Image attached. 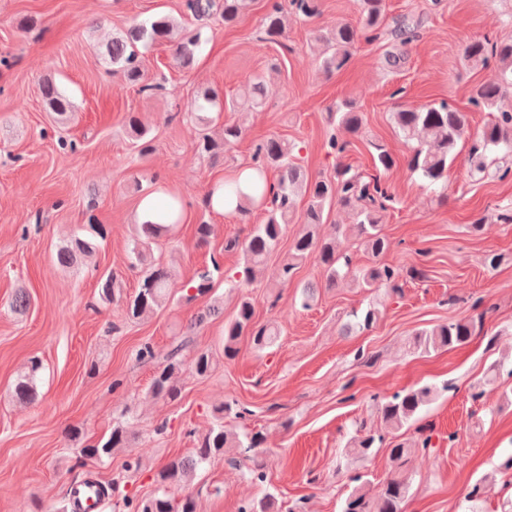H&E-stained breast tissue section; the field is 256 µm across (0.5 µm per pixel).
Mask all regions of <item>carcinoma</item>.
<instances>
[{
	"instance_id": "cac0c4a2",
	"label": "carcinoma",
	"mask_w": 512,
	"mask_h": 512,
	"mask_svg": "<svg viewBox=\"0 0 512 512\" xmlns=\"http://www.w3.org/2000/svg\"><path fill=\"white\" fill-rule=\"evenodd\" d=\"M385 0H358L361 24L356 27L339 23L327 35L320 36L325 45L321 56L322 68L331 73L341 71L350 63L357 44L365 40H378L383 33ZM248 0H183V12L197 22L208 20L213 13H220L224 24L236 21L247 7ZM295 15L313 19L320 13L318 0H289L283 4L276 0L266 13L263 25L269 39L283 34L285 10ZM175 28L172 20L162 18L149 24L143 22L130 29L125 35L112 38L107 55L112 71L120 74L125 82L151 91L153 87L143 83V71L138 45L154 44L171 39ZM202 45L201 32L186 31L175 43L173 59L181 68L193 65L196 53ZM465 65L471 68L494 66L493 78L475 85L471 90L470 104L476 109L490 112L493 119L478 133L472 135L465 113L447 102L400 107L392 112L391 119L404 140L412 144L407 157L408 171L421 177L431 185L441 181L448 166L456 157L458 143L465 138L471 140L468 154L470 167L482 176H493L504 180L512 174V106L504 101V89H512V37L489 42L473 40L464 44L461 52ZM42 97L51 112L58 119L67 120L72 115V103L51 81L42 84ZM217 94L207 92L202 99L194 102L192 111L186 113V121L197 131V147L203 156L224 153L243 136L241 125L224 123L220 136L210 133V126L216 120L209 109L214 105ZM266 89L263 81L256 78L239 89L236 97L224 102L232 112L242 106L249 109L263 107ZM329 119L352 135L361 132L364 116L352 99H345L329 112ZM129 139L139 158H146L154 151L155 137L152 128L139 117H128ZM375 150L374 162L377 174L364 176L348 165L336 166L333 180H310L296 162L295 146L286 139L270 137L255 145L253 173L248 190L239 184L228 186L225 198H237L238 214L246 216L260 210L264 219L250 227L246 236L230 238L224 242V250L237 251L241 255L243 283L250 285L265 276L266 261L277 249L286 226L295 217L306 226L305 232L297 236L286 256L280 263L276 277L281 281L290 280L299 265L313 258L321 266L325 286L331 288L348 278L358 288L376 290L396 280L398 269L392 265L375 262L370 266L356 268L349 254L339 248V238L352 233L372 257L378 258L389 249V241L380 224V213L385 202L390 200L388 188L381 175L395 166V159L385 145L372 144ZM278 173V181L268 182V172ZM307 197L302 215H297L296 205L300 196ZM345 209L351 215L349 224L334 226V235L325 237L320 233L322 224L332 207ZM182 201L175 197L162 213L166 224H137L129 244L131 266L140 268V279L135 294L125 301L126 316L139 321L158 309L165 307L174 298L171 274L162 264L147 263L145 256L158 240L166 236L172 225L182 218ZM97 244L90 238L75 235L56 247L54 260L61 268H72L80 262L92 260ZM223 275L217 260L192 278L188 289L205 296L214 288L215 276ZM99 297L112 301L121 296L117 277L110 272L99 275ZM30 305V296L25 289L16 291L10 302L13 313L24 315ZM224 313L219 299H214L199 311L190 321L187 332L204 324L211 317ZM254 299L248 294L239 298L235 318L224 324V359L233 360L239 353L238 342L243 336L250 338L253 348L263 351L272 347L281 335L278 323L258 324L254 322ZM379 318V311L373 306L364 310H353L343 324L345 334L363 333L370 330ZM473 326L463 320L423 327L415 331L410 341L413 352L429 354L443 349H452L469 342ZM188 341L183 339L173 345L162 360H157L151 343L141 344L134 353L139 364H155L149 393L156 398L175 400L180 395L179 381L184 371L182 352ZM214 367V356L208 350L199 349L191 361L192 372L204 377ZM42 370V361L36 357L29 360L26 371L17 379L13 396L21 403L30 404L37 397V379ZM448 390V384H423L396 391L380 400L382 423L377 429L362 428L352 445L344 450L345 455L362 459L369 458L374 449L389 444L388 454L393 471L376 489H371V480L366 473L350 477L352 486L343 501L341 512H403L402 505L409 494L410 483L405 475L407 464L418 452L427 453L431 437L426 436L421 448H412L404 442H386V436L409 427L419 419L421 411ZM249 410L235 403H222L213 408V422L207 431L197 436L195 448L189 455L170 461L157 474V487L153 495L135 505L136 512H196L195 501L186 497L177 501L170 497L168 488L190 480L196 471L209 464L212 459L224 455L228 461H248L245 475L254 481L265 482L264 463L261 458L264 437L262 433L245 429L237 432L226 428L224 418L229 415L243 419ZM124 422L120 419L112 424L108 437H102L81 448L90 458L101 460L112 457L118 448L131 447ZM276 497L267 492L263 497L242 508V512H275Z\"/></svg>"
}]
</instances>
